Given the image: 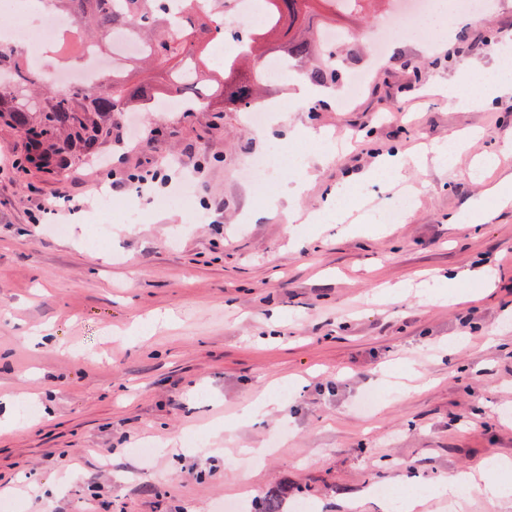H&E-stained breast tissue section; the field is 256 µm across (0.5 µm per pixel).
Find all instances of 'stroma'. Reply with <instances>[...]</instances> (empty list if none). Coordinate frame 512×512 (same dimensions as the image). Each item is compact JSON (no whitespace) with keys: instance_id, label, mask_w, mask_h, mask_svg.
Here are the masks:
<instances>
[{"instance_id":"stroma-1","label":"stroma","mask_w":512,"mask_h":512,"mask_svg":"<svg viewBox=\"0 0 512 512\" xmlns=\"http://www.w3.org/2000/svg\"><path fill=\"white\" fill-rule=\"evenodd\" d=\"M388 9L336 16L352 35L336 50L343 78L371 73L347 105L343 78L295 101L302 72L269 86L267 100L289 107L261 128L231 108L124 112L98 147L105 165L0 174V396L49 410L0 432V498L22 512H237L241 495L284 489L318 512H351L355 499L382 512L374 487L416 491L512 462V207L483 194L512 174V155L471 176L478 156L512 142V94L488 80L495 57L512 58V0L446 39L396 34L375 66L369 35ZM438 85L483 102L453 106ZM307 129L348 142L303 154L297 208L351 186L293 243L287 209L242 168ZM466 130L480 136L455 164L434 162L432 147ZM387 151L409 160L397 183L357 184ZM133 174L149 188L132 189ZM185 182L192 208L152 206ZM61 191L81 203L67 231L31 223ZM104 197L112 222L97 251L86 241ZM367 206L401 215L350 233ZM478 206L491 220L466 221ZM479 268L491 285L470 278ZM444 290L462 301H439ZM157 313L151 335L130 333ZM371 390L385 399L370 410ZM268 393L269 415L224 431ZM191 433L210 451L186 447Z\"/></svg>"}]
</instances>
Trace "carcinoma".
<instances>
[{"label": "carcinoma", "instance_id": "carcinoma-1", "mask_svg": "<svg viewBox=\"0 0 512 512\" xmlns=\"http://www.w3.org/2000/svg\"><path fill=\"white\" fill-rule=\"evenodd\" d=\"M57 7L74 17L82 31L81 37L102 48L120 29H133L141 43L137 56L112 67V82L104 91L76 88L62 97L43 98L35 110L14 107L0 108V121L10 125L26 140L30 152L26 161L46 171L66 169L75 160H83L97 152L99 144L110 134L112 117L130 102L144 100L150 90L184 91L193 95L189 109L223 108L228 103L247 107L259 99L267 80L258 67L242 70L240 60L264 46L281 20L305 26L297 36L280 45L277 54L296 64H308L309 78L321 85L336 81V64L332 53L310 35V2L312 0H266V20L247 38L244 49L235 57L214 64L210 57L214 17H189L176 33L167 30L157 10V0H126L124 10L116 11L111 0H54ZM342 13H360L368 0H324ZM147 63L158 72L153 84L133 85L130 73ZM6 74L17 85L32 82L30 70L10 49L0 48V75ZM283 495L271 493L251 504V512H282Z\"/></svg>", "mask_w": 512, "mask_h": 512}]
</instances>
